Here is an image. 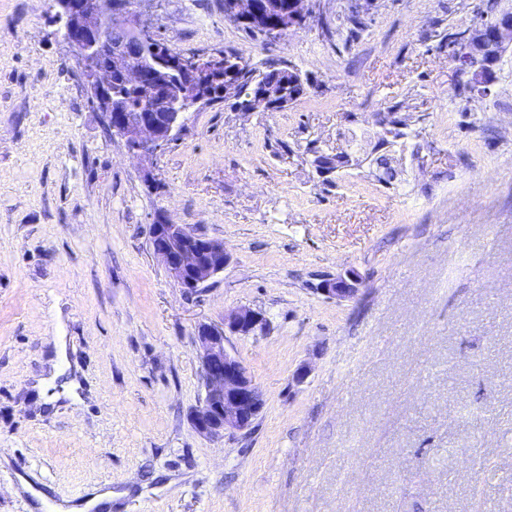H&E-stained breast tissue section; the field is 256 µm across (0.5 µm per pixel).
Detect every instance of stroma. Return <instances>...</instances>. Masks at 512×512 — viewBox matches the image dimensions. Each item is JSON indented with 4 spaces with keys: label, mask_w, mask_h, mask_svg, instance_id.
Listing matches in <instances>:
<instances>
[{
    "label": "stroma",
    "mask_w": 512,
    "mask_h": 512,
    "mask_svg": "<svg viewBox=\"0 0 512 512\" xmlns=\"http://www.w3.org/2000/svg\"><path fill=\"white\" fill-rule=\"evenodd\" d=\"M310 5L269 45L224 0H136L178 50L308 78L279 109L186 113L158 193L50 0H0V512H37L22 476L112 512H512V51L473 96L446 38L480 0ZM390 111L408 135L384 146ZM160 211L231 255L199 293L150 248ZM350 268L355 298L317 293ZM242 307L268 325L225 345L265 406L210 440L195 327Z\"/></svg>",
    "instance_id": "1"
}]
</instances>
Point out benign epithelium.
Here are the masks:
<instances>
[{
    "label": "benign epithelium",
    "mask_w": 512,
    "mask_h": 512,
    "mask_svg": "<svg viewBox=\"0 0 512 512\" xmlns=\"http://www.w3.org/2000/svg\"><path fill=\"white\" fill-rule=\"evenodd\" d=\"M309 0H290L276 20L271 35L277 36L305 25L311 16ZM135 0H98L93 9L83 0H54L53 36L75 45L81 52L80 70L96 107L112 133L120 136L127 152L143 161H154L181 128L189 106L206 102L212 87L224 84V95L238 94L236 73L240 56L196 57L191 62L166 59L163 67L180 77L184 90L174 92L168 80L149 69L145 50L155 40L151 27L134 10ZM264 0H224V16L237 24L252 25L263 19ZM512 46V10H503L492 31L481 23L466 28L454 48L470 72L482 80L492 74L507 48ZM115 50L116 67L98 62V56ZM127 85L144 88L136 112L124 111L112 96V71ZM286 80H270L258 86L246 109L267 110L284 104ZM150 247L185 292L195 294L224 271L230 256L224 242L200 234L184 224L156 218L149 225ZM361 278L353 270L324 278L316 291L338 301L356 297ZM263 312L239 308L217 325L203 322L196 327L205 395L191 413L194 429L208 439L250 429L264 408V398L241 360L225 346L227 334L250 335L266 327Z\"/></svg>",
    "instance_id": "7a95c632"
}]
</instances>
